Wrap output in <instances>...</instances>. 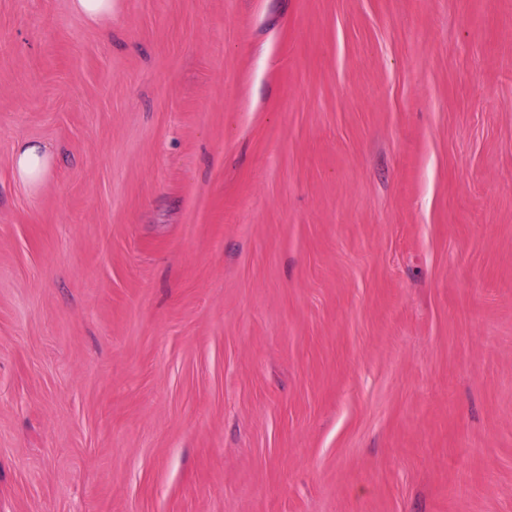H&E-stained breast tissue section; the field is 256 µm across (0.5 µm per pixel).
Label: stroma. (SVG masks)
<instances>
[{"mask_svg": "<svg viewBox=\"0 0 512 512\" xmlns=\"http://www.w3.org/2000/svg\"><path fill=\"white\" fill-rule=\"evenodd\" d=\"M0 512H512V0H0ZM73 10L89 21L98 23L112 17V0H71ZM54 154L47 146L19 141L15 146L11 168L14 180L30 194H36L48 180Z\"/></svg>", "mask_w": 512, "mask_h": 512, "instance_id": "1", "label": "stroma"}]
</instances>
